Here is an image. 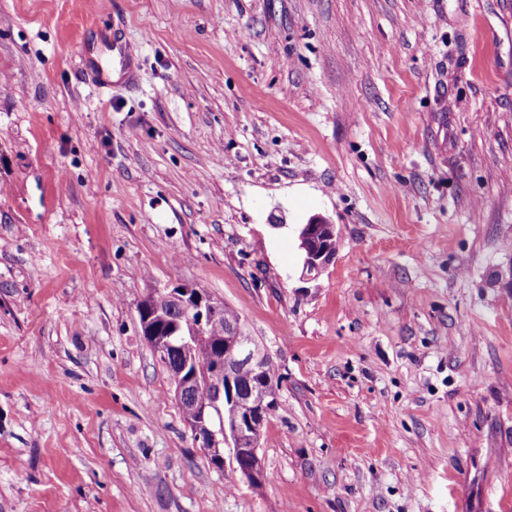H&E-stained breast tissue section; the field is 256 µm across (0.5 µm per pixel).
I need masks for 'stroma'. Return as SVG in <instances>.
Segmentation results:
<instances>
[{
	"label": "stroma",
	"instance_id": "35a3bbf8",
	"mask_svg": "<svg viewBox=\"0 0 512 512\" xmlns=\"http://www.w3.org/2000/svg\"><path fill=\"white\" fill-rule=\"evenodd\" d=\"M180 284L279 368L261 485L142 335ZM0 512H512V0H0ZM335 224H332L322 216L312 217L307 224H304L299 233V247L303 251V276L312 279L318 275L321 269L333 262L335 259L338 235L335 233ZM334 238H331V237ZM326 245L325 240L329 238ZM326 268V267H325ZM322 269L321 272L325 270ZM320 272V273H321Z\"/></svg>",
	"mask_w": 512,
	"mask_h": 512
}]
</instances>
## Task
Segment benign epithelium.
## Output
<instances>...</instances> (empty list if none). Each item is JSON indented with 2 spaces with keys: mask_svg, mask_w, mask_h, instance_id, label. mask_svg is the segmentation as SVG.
<instances>
[{
  "mask_svg": "<svg viewBox=\"0 0 512 512\" xmlns=\"http://www.w3.org/2000/svg\"><path fill=\"white\" fill-rule=\"evenodd\" d=\"M335 225L321 216L312 217L300 230L299 247L303 251V276L316 277L321 269L333 262L335 253L326 245L325 240L334 236ZM175 305L184 312L189 322L204 326L216 316L218 308L212 300L194 288L177 285L169 290ZM152 336L148 344L162 360H168L176 348L172 333L150 328ZM224 350L230 362H214L201 366L206 382L218 388V396H228V401L237 409V415L231 421L221 415L220 400L203 405L198 419L192 427L195 439L207 448L210 459L218 464L224 462V447L232 450V460L238 470L252 484L259 485L264 479V471L258 456L260 430L266 418L272 413V406L261 400L252 389L238 387L237 366L249 377H263L269 356L251 340L233 332L224 336ZM190 363L172 372L176 394L180 395L195 385L198 370H189Z\"/></svg>",
  "mask_w": 512,
  "mask_h": 512,
  "instance_id": "7a95c632",
  "label": "benign epithelium"
}]
</instances>
